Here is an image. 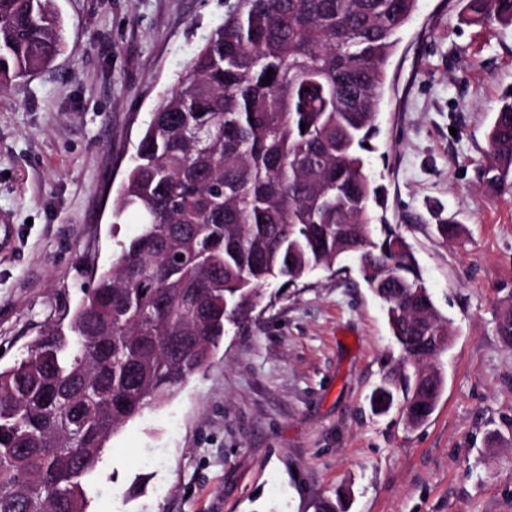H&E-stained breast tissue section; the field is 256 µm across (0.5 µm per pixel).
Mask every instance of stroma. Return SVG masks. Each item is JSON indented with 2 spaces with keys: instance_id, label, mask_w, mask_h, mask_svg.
Here are the masks:
<instances>
[{
  "instance_id": "35a3bbf8",
  "label": "stroma",
  "mask_w": 512,
  "mask_h": 512,
  "mask_svg": "<svg viewBox=\"0 0 512 512\" xmlns=\"http://www.w3.org/2000/svg\"><path fill=\"white\" fill-rule=\"evenodd\" d=\"M66 45L0 90V365L80 303L137 214L112 217L157 103L224 20V0H54ZM512 98V26L467 0H418L387 67L369 167L449 320L445 387L422 426L369 397L398 351L355 259L317 270L108 443L87 512H512V199L481 189L493 113ZM461 227L438 239L434 225ZM144 476L142 490L127 489Z\"/></svg>"
}]
</instances>
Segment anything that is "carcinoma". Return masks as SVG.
<instances>
[{"mask_svg": "<svg viewBox=\"0 0 512 512\" xmlns=\"http://www.w3.org/2000/svg\"><path fill=\"white\" fill-rule=\"evenodd\" d=\"M416 0H227L224 23L156 106L113 216L139 232L65 323L0 367V512H86L83 480L114 434L209 361L226 327L257 319L265 287L296 285L352 257L386 304L396 376L372 409L402 400L408 426L439 396L416 375L437 362L448 319L391 224L364 153L397 35ZM478 23L512 24V0H468ZM65 46L52 0H0V89ZM273 74H267V71ZM485 191L512 195V99L493 118ZM497 334L512 346V294ZM347 490L316 512H347Z\"/></svg>", "mask_w": 512, "mask_h": 512, "instance_id": "cac0c4a2", "label": "carcinoma"}]
</instances>
